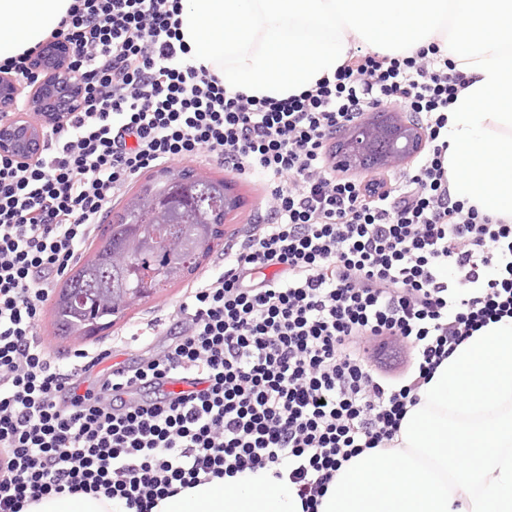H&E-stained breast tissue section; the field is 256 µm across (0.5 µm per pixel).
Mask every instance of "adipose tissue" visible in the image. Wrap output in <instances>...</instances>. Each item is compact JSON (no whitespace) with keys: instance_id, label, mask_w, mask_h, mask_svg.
Here are the masks:
<instances>
[{"instance_id":"adipose-tissue-1","label":"adipose tissue","mask_w":512,"mask_h":512,"mask_svg":"<svg viewBox=\"0 0 512 512\" xmlns=\"http://www.w3.org/2000/svg\"><path fill=\"white\" fill-rule=\"evenodd\" d=\"M75 0H0V61L58 27ZM187 58L227 92L281 100L333 78L363 46L392 57L437 48L464 86L440 138L453 197L512 219V0H182ZM25 512H128L92 494L49 496ZM152 512H303L289 478L260 469L215 478Z\"/></svg>"}]
</instances>
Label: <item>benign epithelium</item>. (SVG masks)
<instances>
[{
    "mask_svg": "<svg viewBox=\"0 0 512 512\" xmlns=\"http://www.w3.org/2000/svg\"><path fill=\"white\" fill-rule=\"evenodd\" d=\"M71 49L58 39L42 43L33 58L36 83H21L16 77L0 73V154L23 162L44 138L45 130L58 126L63 113L58 111L59 97L69 95L71 108L80 106L83 87L69 68ZM427 133L412 115L379 112L357 121L348 128L339 146L341 164L352 171L367 160L402 166L413 161L425 148ZM243 199L232 182L224 185V217L233 215Z\"/></svg>",
    "mask_w": 512,
    "mask_h": 512,
    "instance_id": "1",
    "label": "benign epithelium"
}]
</instances>
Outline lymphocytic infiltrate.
I'll list each match as a JSON object with an SVG mask.
<instances>
[{
  "mask_svg": "<svg viewBox=\"0 0 512 512\" xmlns=\"http://www.w3.org/2000/svg\"><path fill=\"white\" fill-rule=\"evenodd\" d=\"M180 0H76L57 29L79 109L28 162L0 155V512L64 493L134 512L202 482L284 466L316 512L342 463L391 447L416 390L473 332L512 317V223L451 195L439 137L461 85L419 52L351 55L284 100L228 94L187 61ZM398 105L427 145L394 185L336 169L328 142ZM263 179L265 218L184 293L177 330L139 367L85 389L39 340L42 308L113 198L185 160ZM408 347L411 380L372 362ZM184 375L198 389L165 386ZM153 388L155 399L136 401Z\"/></svg>",
  "mask_w": 512,
  "mask_h": 512,
  "instance_id": "obj_1",
  "label": "lymphocytic infiltrate"
}]
</instances>
